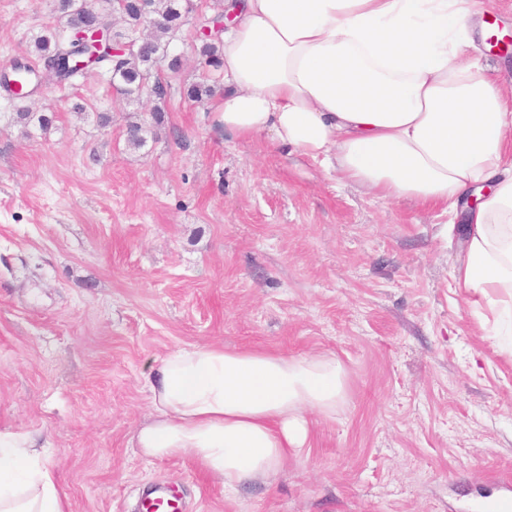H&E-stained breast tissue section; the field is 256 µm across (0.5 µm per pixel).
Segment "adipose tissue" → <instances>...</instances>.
Here are the masks:
<instances>
[{
  "label": "adipose tissue",
  "mask_w": 512,
  "mask_h": 512,
  "mask_svg": "<svg viewBox=\"0 0 512 512\" xmlns=\"http://www.w3.org/2000/svg\"><path fill=\"white\" fill-rule=\"evenodd\" d=\"M480 0H237L220 36L216 121L319 161L340 181L448 215L455 282L476 311L512 309V87L487 75ZM338 361L221 345L179 349L151 373L154 417L135 445L186 456L226 488L275 475L312 417L343 397ZM44 451L0 432V512H67Z\"/></svg>",
  "instance_id": "obj_1"
}]
</instances>
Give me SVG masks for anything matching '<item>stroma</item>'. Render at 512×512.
Instances as JSON below:
<instances>
[{"label":"stroma","mask_w":512,"mask_h":512,"mask_svg":"<svg viewBox=\"0 0 512 512\" xmlns=\"http://www.w3.org/2000/svg\"><path fill=\"white\" fill-rule=\"evenodd\" d=\"M476 44L512 85V0H481ZM55 0H0V73L37 62ZM186 24L164 110L96 71L25 100L57 113L24 132L0 93V431L49 449L70 512H479L512 474V323L488 335L452 278L448 217L382 199L184 98L205 79ZM107 114L101 123L99 114ZM220 342L336 356L345 397L274 476L228 490L185 457L133 444L146 381L169 353Z\"/></svg>","instance_id":"35a3bbf8"}]
</instances>
